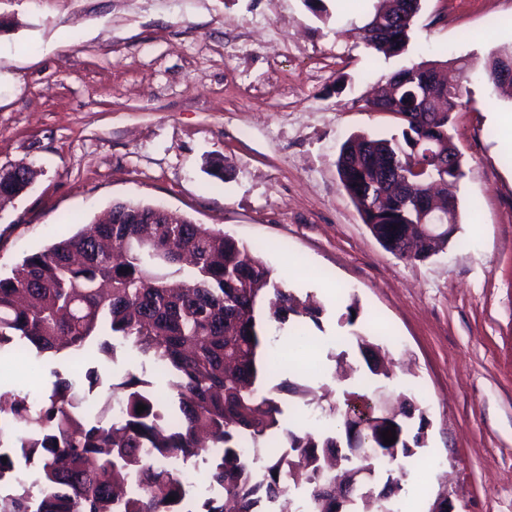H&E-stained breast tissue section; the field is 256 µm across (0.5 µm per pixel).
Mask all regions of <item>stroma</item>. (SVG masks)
<instances>
[{
    "label": "stroma",
    "mask_w": 512,
    "mask_h": 512,
    "mask_svg": "<svg viewBox=\"0 0 512 512\" xmlns=\"http://www.w3.org/2000/svg\"><path fill=\"white\" fill-rule=\"evenodd\" d=\"M374 0H0V168L38 175L0 206V274L101 219L116 201L163 205L262 248L323 312L320 375L280 356L271 383L334 381L337 338L366 333L396 363L387 394L419 390L428 472L408 512H512V148L490 115L512 92L483 60L512 44V0H422L406 51L357 33ZM444 61L465 72L450 130L460 228L424 261L387 251L343 191L352 135L394 128L366 97L388 74ZM224 163L215 175L213 160ZM361 314L343 322L351 301ZM67 358L0 364V384L50 386Z\"/></svg>",
    "instance_id": "35a3bbf8"
}]
</instances>
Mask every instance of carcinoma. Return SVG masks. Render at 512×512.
Wrapping results in <instances>:
<instances>
[{
    "instance_id": "1",
    "label": "carcinoma",
    "mask_w": 512,
    "mask_h": 512,
    "mask_svg": "<svg viewBox=\"0 0 512 512\" xmlns=\"http://www.w3.org/2000/svg\"><path fill=\"white\" fill-rule=\"evenodd\" d=\"M421 0H375L358 27L368 48L384 57L403 53ZM512 70V46L490 51L488 81ZM395 97L371 102L392 115L397 132L355 135L341 147L336 170L363 223L395 256L411 260L401 243L417 220L415 186L434 197L455 196L464 176L448 134L460 106L462 84L448 85L443 67L421 63L392 74ZM448 247V229L425 242L421 257ZM321 308L286 288L259 248L220 229L196 224L150 204L120 203L109 220L62 237L24 257L0 276V359L22 360L64 353L80 367L54 369L51 387L30 394L0 389V512H270L269 505L309 487L304 512H338V472L324 467L328 455H354L352 428L361 427L359 448H381L353 467L354 475L400 468L426 444L428 417L413 395L395 416L401 441L369 438L370 420L386 413L382 393L363 394L370 413L329 404L342 420L349 448L334 435L297 434L283 416L282 396L312 390L284 379L269 386L271 348L290 319L320 326ZM355 343L370 373H390L372 363L378 345L366 335ZM132 353L150 371L128 372L109 385L97 411L89 397L102 384L94 354L112 360ZM175 392L157 394L154 380ZM139 405L146 406L137 412ZM418 419L416 432L408 421ZM266 450L261 469L246 455ZM206 455L210 494L193 497L190 482L163 465ZM383 492H366L362 512H393L402 481Z\"/></svg>"
}]
</instances>
